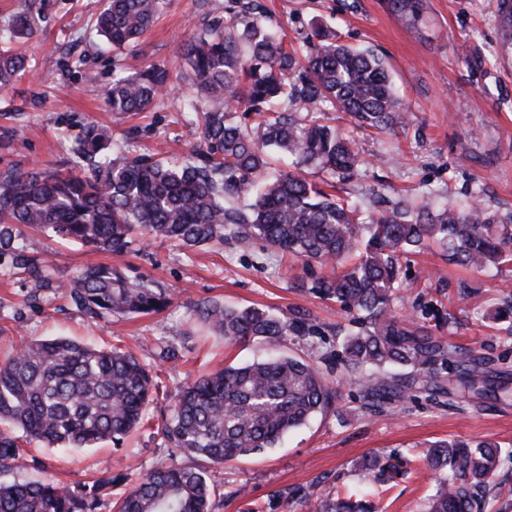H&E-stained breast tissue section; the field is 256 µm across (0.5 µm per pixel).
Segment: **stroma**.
<instances>
[{
    "label": "stroma",
    "mask_w": 512,
    "mask_h": 512,
    "mask_svg": "<svg viewBox=\"0 0 512 512\" xmlns=\"http://www.w3.org/2000/svg\"><path fill=\"white\" fill-rule=\"evenodd\" d=\"M268 23L295 47L307 48L317 23L338 39L371 47L385 57L413 121L397 134H376L335 112L324 113L356 143L363 163L345 185L352 201L380 208L400 195L432 189L433 205L474 201L483 211L512 210V51L500 45L497 0H423L418 21L393 14L387 0H263ZM214 0H165L139 45L112 50L98 35L102 0H0V50H14L25 68L0 92V174L33 168L68 172L73 149L88 125L112 130L111 153L173 159L195 141L186 123L182 48L208 22L223 19ZM31 18L34 34L8 41L15 16ZM483 60L467 65L463 47ZM152 68L169 72L167 91L138 113L112 111L103 90L113 78ZM27 253L38 274L0 270V361L29 341L62 335L118 348L149 365L159 388L122 452L104 443L89 450L58 451L33 442L13 471L18 481L56 480L72 486L92 480L103 463L136 481L172 463H186L163 438L160 425L181 386L228 364L267 357L253 342L228 346L204 336L196 324L199 301L256 306L283 320L305 317L313 336H285L281 349L313 356L336 401L328 412L288 433L263 453L224 465L215 475L220 512H308V501L350 492L372 493L358 461L375 453L397 469L378 499L379 512H423L435 480L417 457L438 440L495 441L504 455L495 482L500 512H512V323L494 320L496 303L512 297V266L476 270L450 264L437 247L409 254L392 303L397 315L434 308L425 325L438 336L485 358L496 390L462 409L448 396L415 381L403 397L368 403L362 381L346 380L338 358L341 336L355 330L339 303L310 287L328 269L305 263L262 242L182 248L168 241L135 239L111 254L49 234L25 231ZM109 266L133 285L165 288L170 302L148 315L93 318L60 290L85 268Z\"/></svg>",
    "instance_id": "obj_1"
}]
</instances>
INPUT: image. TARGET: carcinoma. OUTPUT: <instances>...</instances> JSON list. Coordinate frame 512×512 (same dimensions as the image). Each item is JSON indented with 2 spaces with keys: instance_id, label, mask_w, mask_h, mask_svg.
I'll list each match as a JSON object with an SVG mask.
<instances>
[{
  "instance_id": "cac0c4a2",
  "label": "carcinoma",
  "mask_w": 512,
  "mask_h": 512,
  "mask_svg": "<svg viewBox=\"0 0 512 512\" xmlns=\"http://www.w3.org/2000/svg\"><path fill=\"white\" fill-rule=\"evenodd\" d=\"M164 0H106L97 30L114 47L139 41ZM391 12L416 20L422 0H388ZM262 0H225L224 22L201 30L184 47L185 79L205 108L195 113L199 143L180 162L140 156L113 158L112 133L91 125L78 142L77 158L88 170L62 175L32 170L0 176V266L25 268L19 238L25 229L110 252H122L134 235L185 247L258 239L307 262L334 268L312 291L358 315L361 328L342 344L344 376L359 378L366 397L403 396L406 377L382 369L401 366L440 389L448 373L456 385L448 400L468 401L487 381V363L432 335L391 303L402 282L401 258L438 246L448 261L474 269L512 262V214L501 219L478 208L449 204L434 209L410 198L376 213L325 193L303 172L318 167L340 181L361 165L355 143L327 124L298 116L330 108L364 129L398 132L412 123L395 93L385 61L369 49L336 42L322 25L310 38L314 52L301 61L265 24ZM502 44L512 50V0H498ZM26 15L9 35L30 36ZM25 67V58L0 52V91ZM169 80L162 69L120 78L105 91L114 112H140ZM274 151L292 158L293 169L268 177ZM65 294L91 317L149 314L169 303L167 294L130 285L110 267L87 269ZM198 324L227 344L283 336H313L304 319L287 324L256 307L202 302ZM153 375L133 355L65 337L36 339L0 362V476L24 454L23 439L52 448L117 445L142 420ZM336 388L312 362L288 355L229 364L182 386L162 435L174 449L206 465H174L146 474L113 505V512H216L212 468L274 447L289 430L328 411ZM438 481L425 512H474L478 491L501 465L492 442L442 441L423 455ZM358 468L382 479L393 465L378 455ZM125 481L104 467L75 487L53 481H0V512H97L112 486ZM312 512H378L369 500L320 501Z\"/></svg>"
}]
</instances>
